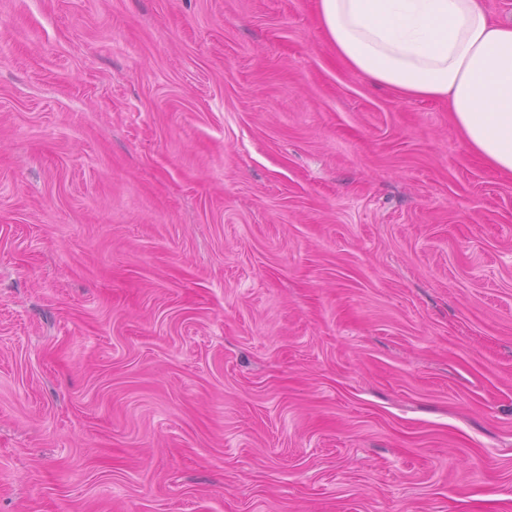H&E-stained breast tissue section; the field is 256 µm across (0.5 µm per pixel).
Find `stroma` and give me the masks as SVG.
Listing matches in <instances>:
<instances>
[{
    "mask_svg": "<svg viewBox=\"0 0 512 512\" xmlns=\"http://www.w3.org/2000/svg\"><path fill=\"white\" fill-rule=\"evenodd\" d=\"M317 0H0V512H512V177Z\"/></svg>",
    "mask_w": 512,
    "mask_h": 512,
    "instance_id": "obj_1",
    "label": "stroma"
}]
</instances>
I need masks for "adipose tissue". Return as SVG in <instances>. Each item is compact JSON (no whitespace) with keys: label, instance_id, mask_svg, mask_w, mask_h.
<instances>
[{"label":"adipose tissue","instance_id":"obj_1","mask_svg":"<svg viewBox=\"0 0 512 512\" xmlns=\"http://www.w3.org/2000/svg\"><path fill=\"white\" fill-rule=\"evenodd\" d=\"M353 71L415 99H444L464 141L512 175V23L481 0H317Z\"/></svg>","mask_w":512,"mask_h":512}]
</instances>
